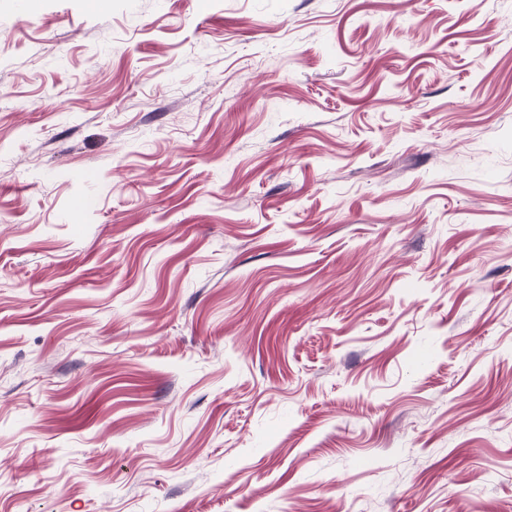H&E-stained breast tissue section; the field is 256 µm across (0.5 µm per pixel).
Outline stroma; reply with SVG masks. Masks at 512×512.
<instances>
[{"mask_svg":"<svg viewBox=\"0 0 512 512\" xmlns=\"http://www.w3.org/2000/svg\"><path fill=\"white\" fill-rule=\"evenodd\" d=\"M512 512V0H0V512Z\"/></svg>","mask_w":512,"mask_h":512,"instance_id":"1","label":"stroma"}]
</instances>
